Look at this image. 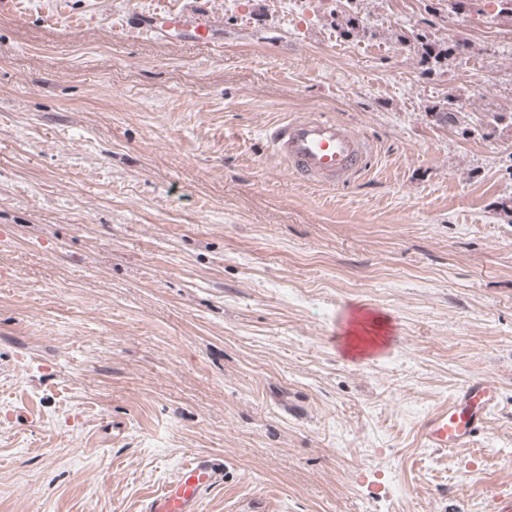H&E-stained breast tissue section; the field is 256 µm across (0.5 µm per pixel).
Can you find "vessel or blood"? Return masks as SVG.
<instances>
[{"instance_id": "b4317fda", "label": "vessel or blood", "mask_w": 512, "mask_h": 512, "mask_svg": "<svg viewBox=\"0 0 512 512\" xmlns=\"http://www.w3.org/2000/svg\"><path fill=\"white\" fill-rule=\"evenodd\" d=\"M192 30L196 44L212 43L217 27L200 0H182L179 9L148 13L145 30L164 36L170 29ZM267 140L272 153L301 182L333 186L362 174L372 155L370 143L342 123L318 113H302L271 127ZM498 386L476 378L460 387L452 400L420 423L425 447L438 450L473 447L495 407ZM224 462L210 455L182 465L176 478L149 498L143 512H198L203 490L222 484Z\"/></svg>"}]
</instances>
